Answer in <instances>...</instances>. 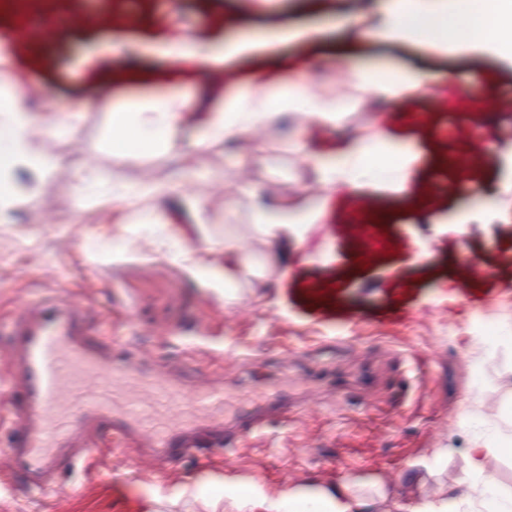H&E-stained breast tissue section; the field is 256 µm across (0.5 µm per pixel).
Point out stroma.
Here are the masks:
<instances>
[{"label":"stroma","instance_id":"35a3bbf8","mask_svg":"<svg viewBox=\"0 0 512 512\" xmlns=\"http://www.w3.org/2000/svg\"><path fill=\"white\" fill-rule=\"evenodd\" d=\"M0 0V83L21 79L42 97L24 107L53 111L76 100L134 102L195 95L207 72L171 77L172 32L223 51L250 34L278 32L276 54L234 57L235 75L300 65L306 81L336 84V62L354 58L429 78L409 109L422 126L389 113L395 135L418 161L411 191L382 189L363 223L384 237L365 255L339 234L347 211L331 206L286 246L257 236L248 180L268 201L290 208L314 195L298 115L268 120L249 140V165L223 146L198 153V133L182 132L171 152L116 153L107 115L83 113L76 133L55 139L58 167L0 215V323L61 296L83 302L90 336L127 343L146 372L224 378V407L194 415L223 422L230 450L196 448L169 464L137 449H104L96 468H65L35 490L15 479L0 453V512H266L291 486L336 484L350 476L427 492L466 469L474 433L512 412V62L478 49L421 51L408 43L353 38L348 15L368 0ZM50 26V40L21 45L15 17ZM93 24L78 25V16ZM474 95L440 107L448 82ZM466 128V135L455 132ZM100 180L85 199L77 172ZM203 190L206 222L179 233L163 223L166 205L141 201L112 221V191L144 177ZM484 195L468 205L471 184ZM242 239L249 271L225 285V240ZM207 250L210 267L187 255ZM367 263H360V256ZM448 459L428 463L430 449Z\"/></svg>","mask_w":512,"mask_h":512}]
</instances>
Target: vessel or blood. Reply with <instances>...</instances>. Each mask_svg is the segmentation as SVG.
Masks as SVG:
<instances>
[{
	"instance_id": "vessel-or-blood-1",
	"label": "vessel or blood",
	"mask_w": 512,
	"mask_h": 512,
	"mask_svg": "<svg viewBox=\"0 0 512 512\" xmlns=\"http://www.w3.org/2000/svg\"><path fill=\"white\" fill-rule=\"evenodd\" d=\"M127 346L101 349L85 330L75 302L56 299L28 309L10 328L9 370L13 373L8 466L28 485L42 487L64 465L86 460L103 442L118 441L171 460L189 447V419L172 428L140 431L143 405L130 399L115 411L109 394L92 380H111L126 370ZM192 402L205 413L224 404V386L212 378L196 385ZM77 413H70L69 405Z\"/></svg>"
}]
</instances>
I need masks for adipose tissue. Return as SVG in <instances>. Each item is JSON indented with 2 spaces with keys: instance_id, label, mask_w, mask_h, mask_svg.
I'll return each instance as SVG.
<instances>
[{
  "instance_id": "adipose-tissue-1",
  "label": "adipose tissue",
  "mask_w": 512,
  "mask_h": 512,
  "mask_svg": "<svg viewBox=\"0 0 512 512\" xmlns=\"http://www.w3.org/2000/svg\"><path fill=\"white\" fill-rule=\"evenodd\" d=\"M347 25L356 38L474 46L512 61V0H457L453 5L448 0H375L374 5L350 16ZM336 70L343 92L323 93L297 75L294 63L284 61L277 70L247 75L240 88L211 111L197 99L179 95L157 96L136 108L116 99L108 112L110 143L124 151L168 150L185 127L195 124L201 129L197 147L204 152L258 131L276 112L301 113L308 129L315 130L341 123L347 103L359 104L373 97L390 108L429 89L427 75L417 69L388 79L382 77L380 68L341 60ZM22 95L17 85L0 99V209L12 207L22 194L17 171L39 177L58 164L57 156L34 138V115L17 105ZM416 160L411 147L394 138L379 115L367 134L309 157L325 203L339 191L372 193L386 184L408 190L409 172ZM378 168L388 171V179L375 176ZM241 195L252 203L255 234L270 240L297 234L300 225L319 223L327 211L325 203L279 210L264 203L247 183L242 184ZM494 453L512 457V418L493 433L472 436L465 473L437 494L402 496L389 491L379 479L350 477L312 492L288 488L269 502L267 512H512V490L501 489L485 476L486 460Z\"/></svg>"
}]
</instances>
